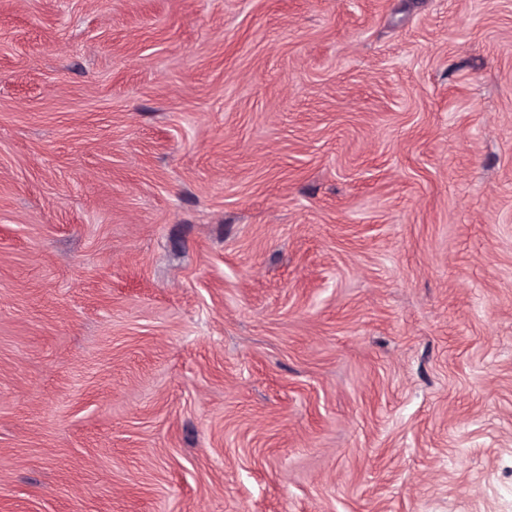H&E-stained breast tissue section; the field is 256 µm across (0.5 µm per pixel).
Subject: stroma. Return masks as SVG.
<instances>
[{
    "label": "stroma",
    "mask_w": 512,
    "mask_h": 512,
    "mask_svg": "<svg viewBox=\"0 0 512 512\" xmlns=\"http://www.w3.org/2000/svg\"><path fill=\"white\" fill-rule=\"evenodd\" d=\"M0 512H512V0H0Z\"/></svg>",
    "instance_id": "35a3bbf8"
}]
</instances>
